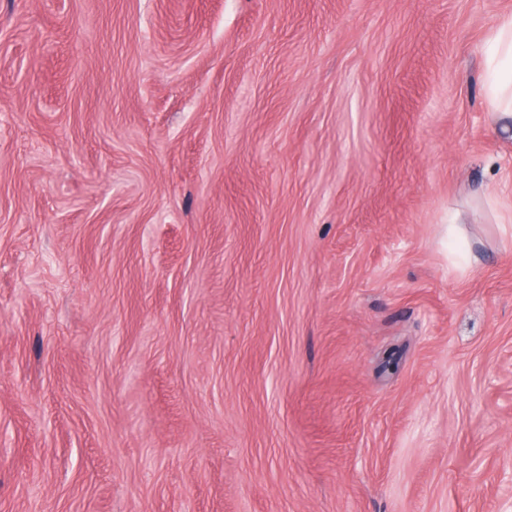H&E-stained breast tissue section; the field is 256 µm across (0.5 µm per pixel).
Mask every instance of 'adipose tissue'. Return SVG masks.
Here are the masks:
<instances>
[{"label":"adipose tissue","instance_id":"obj_1","mask_svg":"<svg viewBox=\"0 0 512 512\" xmlns=\"http://www.w3.org/2000/svg\"><path fill=\"white\" fill-rule=\"evenodd\" d=\"M512 16L503 18L490 40L489 78L491 83V110L494 120H512Z\"/></svg>","mask_w":512,"mask_h":512}]
</instances>
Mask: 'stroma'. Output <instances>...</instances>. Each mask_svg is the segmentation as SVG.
I'll list each match as a JSON object with an SVG mask.
<instances>
[{
	"label": "stroma",
	"mask_w": 512,
	"mask_h": 512,
	"mask_svg": "<svg viewBox=\"0 0 512 512\" xmlns=\"http://www.w3.org/2000/svg\"><path fill=\"white\" fill-rule=\"evenodd\" d=\"M511 15L0 0V512H502ZM511 66L510 76L499 68ZM491 83L492 117L508 128L512 120V16L503 18L490 40L488 68Z\"/></svg>",
	"instance_id": "obj_1"
}]
</instances>
